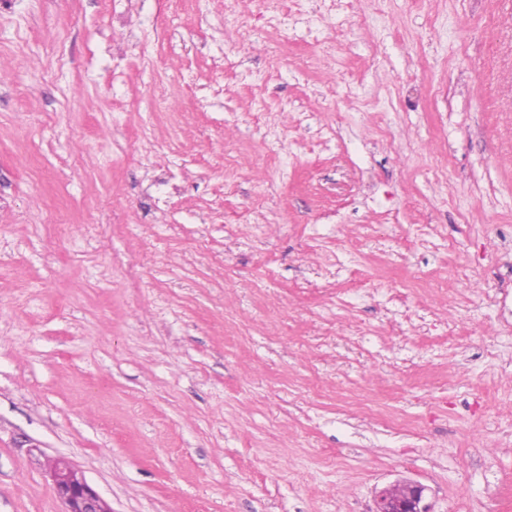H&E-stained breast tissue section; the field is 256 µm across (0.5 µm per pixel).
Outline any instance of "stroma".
Instances as JSON below:
<instances>
[{
	"label": "stroma",
	"mask_w": 512,
	"mask_h": 512,
	"mask_svg": "<svg viewBox=\"0 0 512 512\" xmlns=\"http://www.w3.org/2000/svg\"><path fill=\"white\" fill-rule=\"evenodd\" d=\"M50 458L512 512V0H0V512ZM424 491L422 485L409 481L392 485L379 493L373 512H431L421 505Z\"/></svg>",
	"instance_id": "stroma-1"
}]
</instances>
